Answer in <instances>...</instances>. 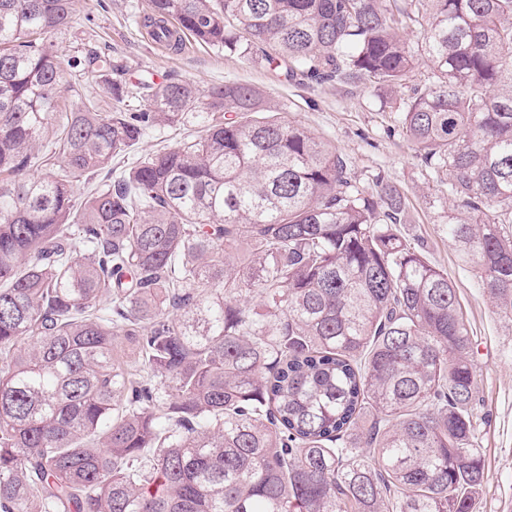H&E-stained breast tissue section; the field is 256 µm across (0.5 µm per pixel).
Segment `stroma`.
Returning <instances> with one entry per match:
<instances>
[{
    "label": "stroma",
    "instance_id": "1",
    "mask_svg": "<svg viewBox=\"0 0 512 512\" xmlns=\"http://www.w3.org/2000/svg\"><path fill=\"white\" fill-rule=\"evenodd\" d=\"M144 0H75L76 21L56 38L61 51L92 47L123 61L128 81L178 75L201 88L239 82L269 92L286 112L330 141L361 181L382 174L407 197L399 230L423 247L429 261L453 281L470 331L479 370L476 445L485 477L473 512H512V323L504 321L483 292L472 267L458 263L445 232L448 206L426 174L413 146L390 134L395 114L366 86L298 85L270 67L243 61L187 38L178 52L158 46L134 22Z\"/></svg>",
    "mask_w": 512,
    "mask_h": 512
}]
</instances>
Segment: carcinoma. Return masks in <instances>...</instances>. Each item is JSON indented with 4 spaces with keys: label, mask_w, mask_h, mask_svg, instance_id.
<instances>
[{
    "label": "carcinoma",
    "mask_w": 512,
    "mask_h": 512,
    "mask_svg": "<svg viewBox=\"0 0 512 512\" xmlns=\"http://www.w3.org/2000/svg\"><path fill=\"white\" fill-rule=\"evenodd\" d=\"M74 21L0 0V512H472V343L403 193L252 85L59 52ZM139 25L408 89L395 130L512 322V0H146ZM161 126L195 131L93 181Z\"/></svg>",
    "instance_id": "cac0c4a2"
}]
</instances>
